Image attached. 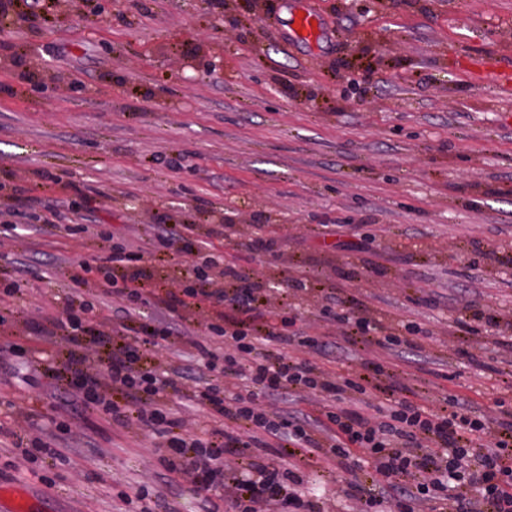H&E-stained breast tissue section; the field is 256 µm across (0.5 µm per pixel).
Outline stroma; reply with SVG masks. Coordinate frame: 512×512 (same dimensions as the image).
I'll use <instances>...</instances> for the list:
<instances>
[{
    "label": "stroma",
    "mask_w": 512,
    "mask_h": 512,
    "mask_svg": "<svg viewBox=\"0 0 512 512\" xmlns=\"http://www.w3.org/2000/svg\"><path fill=\"white\" fill-rule=\"evenodd\" d=\"M313 10L316 40L292 14ZM505 74L494 83L483 63ZM0 512H206L167 440L113 424L67 380L79 367L65 308L87 285L70 273L104 242L144 250L115 269L150 292L124 313L101 298L95 328L140 342L159 316L168 347L143 365L176 380L163 400L215 423L193 394L216 376L205 351L230 305L163 314L167 289L214 258L236 266L225 292L258 284V329L294 336V359L330 379H363L374 405L464 400L490 427L512 421V0H47L37 21L0 27ZM170 247L154 249L160 234ZM279 281L269 289L270 281ZM369 316L387 352L325 317ZM497 311L502 325L475 320ZM472 332L449 335L455 318ZM203 351L189 352L186 337ZM324 342L322 353L298 337ZM383 372H376V365ZM48 447L24 456L33 439ZM286 491L321 512H356L384 482L318 453L269 450ZM357 488V499L348 491Z\"/></svg>",
    "instance_id": "1"
}]
</instances>
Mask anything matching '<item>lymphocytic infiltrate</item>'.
<instances>
[{
	"label": "lymphocytic infiltrate",
	"mask_w": 512,
	"mask_h": 512,
	"mask_svg": "<svg viewBox=\"0 0 512 512\" xmlns=\"http://www.w3.org/2000/svg\"><path fill=\"white\" fill-rule=\"evenodd\" d=\"M209 270L206 264L195 267L194 284L168 291L165 305L226 299L239 313V321L224 329L229 351L210 355L207 367L245 380L244 390L229 403L215 384L196 396L213 416L234 420V427L212 430L205 440L186 433V420L170 418L161 402L172 379L143 368L142 350L130 344L119 346L106 372L77 373L83 402L102 407L117 424L168 436L181 458L184 481L197 492H220L230 512L315 509L314 502L284 493L280 470L261 461L248 463L246 477L225 485L231 469L225 450L244 439L252 445L311 448L340 466L362 452L365 464L386 482L395 512H415L418 503L436 497L449 500L450 512H512V421L489 431L483 418L453 401L429 410L403 398L380 408L364 401L360 381H330L310 361L284 353L291 336H277L279 351H261L251 324L260 305L255 287L225 296ZM110 390L123 393L126 405L107 399ZM304 392L323 398L320 416L297 419L278 407V400Z\"/></svg>",
	"instance_id": "lymphocytic-infiltrate-1"
}]
</instances>
